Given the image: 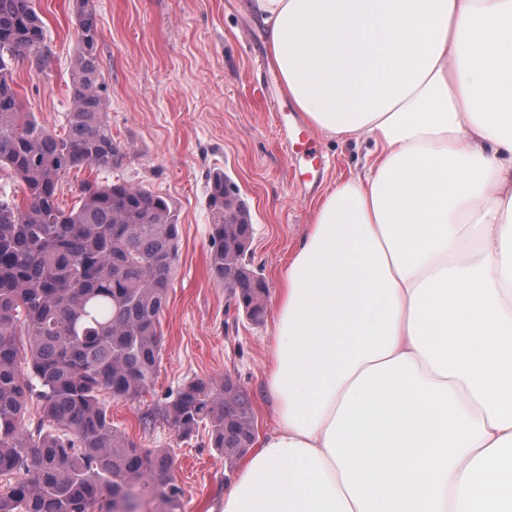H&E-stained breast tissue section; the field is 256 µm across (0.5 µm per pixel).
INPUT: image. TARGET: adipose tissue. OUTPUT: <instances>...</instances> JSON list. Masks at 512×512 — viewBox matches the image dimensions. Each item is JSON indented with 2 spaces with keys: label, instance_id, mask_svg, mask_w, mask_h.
<instances>
[{
  "label": "adipose tissue",
  "instance_id": "ef3b65f1",
  "mask_svg": "<svg viewBox=\"0 0 512 512\" xmlns=\"http://www.w3.org/2000/svg\"><path fill=\"white\" fill-rule=\"evenodd\" d=\"M284 92L368 145L280 278L221 512H512V0H244Z\"/></svg>",
  "mask_w": 512,
  "mask_h": 512
}]
</instances>
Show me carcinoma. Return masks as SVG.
Returning <instances> with one entry per match:
<instances>
[{"label": "carcinoma", "mask_w": 512, "mask_h": 512, "mask_svg": "<svg viewBox=\"0 0 512 512\" xmlns=\"http://www.w3.org/2000/svg\"><path fill=\"white\" fill-rule=\"evenodd\" d=\"M77 47L62 130L43 127L18 90L16 68L52 71L46 26L33 0H0V170L18 190L0 194V512H179L174 458L140 446L110 423L106 398L133 400L160 363L161 315L178 257V215L166 198L123 179L85 181L59 206L73 170L124 167L129 148L112 137L90 0H73ZM209 265L233 280L246 316L267 313L265 281L248 259V208L224 171L209 175ZM37 402L35 428L25 421ZM164 417L178 437L208 429L233 463L255 438L249 394L237 384L193 379Z\"/></svg>", "instance_id": "obj_1"}]
</instances>
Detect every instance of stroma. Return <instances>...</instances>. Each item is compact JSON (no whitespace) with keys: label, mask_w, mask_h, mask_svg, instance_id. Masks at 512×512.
<instances>
[{"label":"stroma","mask_w":512,"mask_h":512,"mask_svg":"<svg viewBox=\"0 0 512 512\" xmlns=\"http://www.w3.org/2000/svg\"><path fill=\"white\" fill-rule=\"evenodd\" d=\"M93 5L108 120L113 136L132 146L120 175L167 198L180 224L157 377L138 399L109 400L108 414L142 447L171 452L183 512H212L237 473L211 448L207 430L179 438L164 407L189 380L218 386L230 376L251 396L257 433L272 429L260 394L275 314L267 312L258 323L246 318L209 269L208 175L224 171L239 188L253 228L250 263L274 291L319 199L360 169L363 153L314 136L322 164L310 181L296 176L303 163L283 152L272 111L283 95L267 33L243 0ZM35 8L55 65L46 76L21 65L17 82L38 122L57 130L70 103L72 0H35Z\"/></svg>","instance_id":"obj_1"}]
</instances>
